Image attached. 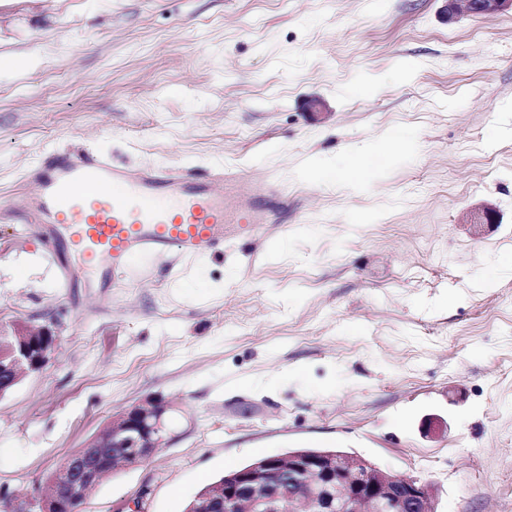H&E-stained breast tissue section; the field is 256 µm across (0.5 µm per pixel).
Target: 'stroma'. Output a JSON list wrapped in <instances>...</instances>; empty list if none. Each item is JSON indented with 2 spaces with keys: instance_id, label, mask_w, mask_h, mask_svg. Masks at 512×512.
Segmentation results:
<instances>
[{
  "instance_id": "1",
  "label": "stroma",
  "mask_w": 512,
  "mask_h": 512,
  "mask_svg": "<svg viewBox=\"0 0 512 512\" xmlns=\"http://www.w3.org/2000/svg\"><path fill=\"white\" fill-rule=\"evenodd\" d=\"M438 0H0V193L44 150L276 178L288 231L223 254L64 283L0 222V322L50 327L0 398L14 512L124 409L168 438L77 512H184L206 482L295 448L356 453L435 489V512H512V14ZM321 104L311 114V100ZM398 132L365 187L316 160ZM493 207L479 238L460 218ZM445 428H430V419ZM441 14L446 21H455L462 14L495 17L512 13V0H440Z\"/></svg>"
}]
</instances>
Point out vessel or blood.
<instances>
[{
    "label": "vessel or blood",
    "instance_id": "1",
    "mask_svg": "<svg viewBox=\"0 0 512 512\" xmlns=\"http://www.w3.org/2000/svg\"><path fill=\"white\" fill-rule=\"evenodd\" d=\"M22 199L0 198V212L21 210L46 242H64L78 270L93 269L97 287L121 280L136 261L176 252L200 258L223 250L224 226L259 232L288 207L272 178L243 179L232 168L194 173L128 166L109 154L47 152L26 174Z\"/></svg>",
    "mask_w": 512,
    "mask_h": 512
}]
</instances>
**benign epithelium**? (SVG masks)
Here are the masks:
<instances>
[{"label":"benign epithelium","instance_id":"benign-epithelium-1","mask_svg":"<svg viewBox=\"0 0 512 512\" xmlns=\"http://www.w3.org/2000/svg\"><path fill=\"white\" fill-rule=\"evenodd\" d=\"M451 22L462 14L495 17L512 13V0H440ZM496 211L469 212L462 223L482 236L497 223ZM57 336L26 320L0 326V397L25 374L40 372ZM168 404L153 397L113 417L112 423L70 455L47 478L50 491L30 500V512H71L119 460L148 461L164 441ZM434 488L398 477L360 455L326 448H302L266 456L224 478L200 508L205 512H435Z\"/></svg>","mask_w":512,"mask_h":512}]
</instances>
